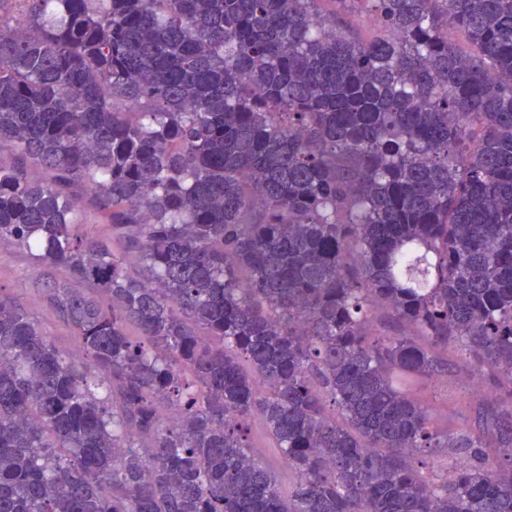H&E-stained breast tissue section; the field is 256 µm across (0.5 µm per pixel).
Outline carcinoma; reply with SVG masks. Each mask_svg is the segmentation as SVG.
<instances>
[{
	"mask_svg": "<svg viewBox=\"0 0 512 512\" xmlns=\"http://www.w3.org/2000/svg\"><path fill=\"white\" fill-rule=\"evenodd\" d=\"M18 2L0 243L77 349L0 293V512H512V401L409 396L512 397V0ZM502 391L501 381L491 372L472 377L470 373L448 374V378L422 377L411 389L412 396L427 406L437 425L448 436L476 434V402L496 398ZM251 439L253 444L263 448V457L274 465L278 483L282 491L288 493V489L294 482V474L283 463L280 450L276 447L275 441L268 436L265 424L260 417H256L253 421Z\"/></svg>",
	"mask_w": 512,
	"mask_h": 512,
	"instance_id": "cac0c4a2",
	"label": "carcinoma"
}]
</instances>
